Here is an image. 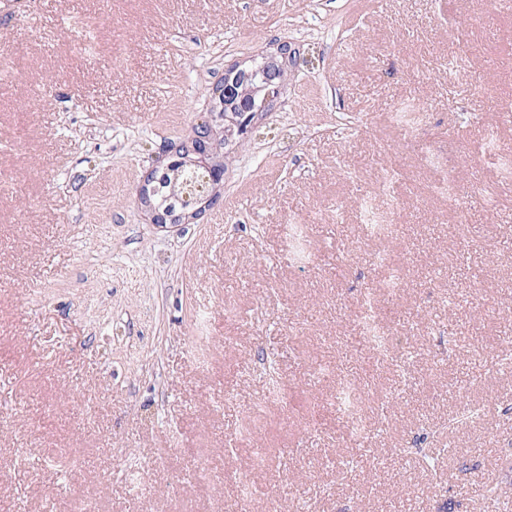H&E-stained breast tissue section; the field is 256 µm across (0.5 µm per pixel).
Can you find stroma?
<instances>
[{
  "instance_id": "1",
  "label": "stroma",
  "mask_w": 512,
  "mask_h": 512,
  "mask_svg": "<svg viewBox=\"0 0 512 512\" xmlns=\"http://www.w3.org/2000/svg\"><path fill=\"white\" fill-rule=\"evenodd\" d=\"M283 41L285 89L218 204L152 224L138 182L228 65ZM402 103L420 130L393 122ZM490 138L512 154L494 0H0V512H476V483L512 493V177L470 163ZM366 290L399 346L365 345ZM344 378L367 440L336 412ZM418 446L447 447L444 486L398 454Z\"/></svg>"
}]
</instances>
